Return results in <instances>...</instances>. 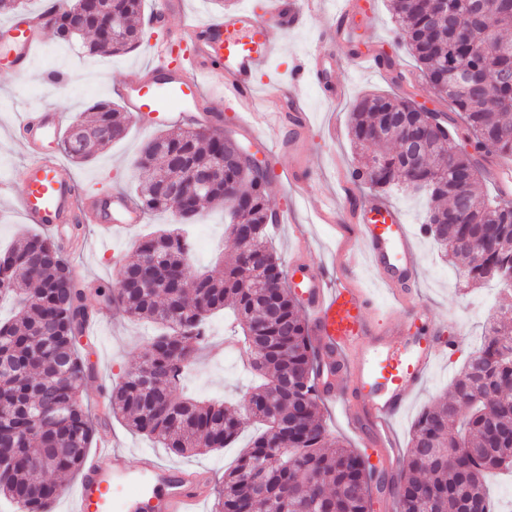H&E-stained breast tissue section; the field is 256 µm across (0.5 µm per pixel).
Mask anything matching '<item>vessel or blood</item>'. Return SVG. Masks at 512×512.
Returning a JSON list of instances; mask_svg holds the SVG:
<instances>
[{
  "mask_svg": "<svg viewBox=\"0 0 512 512\" xmlns=\"http://www.w3.org/2000/svg\"><path fill=\"white\" fill-rule=\"evenodd\" d=\"M318 7V0L300 5L295 0H265L259 9H238L174 25L169 18L179 4L162 0L149 18L157 66L127 72L116 93L134 122L162 123L168 115L193 110L202 79L219 75L225 103L251 114L246 130L279 119L278 109L284 104L295 109L297 126L305 127L307 117L297 110L301 90L309 81H325L326 66L336 57L334 36L355 18L354 0H338L331 35L320 38L292 87L263 97L256 76L279 51L275 32L299 27L305 13ZM44 25L41 12L28 14L21 22L0 24V57L16 74L29 71ZM60 125L59 113L45 106L25 112L13 128L26 153L18 195L27 223L59 232L87 211L107 233L116 225L143 223V212L123 193L96 200L82 196L55 148ZM314 215L317 223L339 224V255L351 266L358 255H365L402 309L400 319L380 318L370 294L354 279L330 275L323 267L294 266L288 272L311 317L323 363L332 370L323 387L325 395L338 403L351 428L371 444L377 465L396 474L402 455L393 446L390 424L408 408L436 361L453 350L458 339L440 336L431 313L410 303L419 255L398 210L369 198L345 215L338 198L326 196L316 203ZM347 374L353 377L349 386L342 382ZM209 488L208 476L161 462L151 452L130 462L126 453L113 448L104 430L76 488L66 495V512H199Z\"/></svg>",
  "mask_w": 512,
  "mask_h": 512,
  "instance_id": "1",
  "label": "vessel or blood"
}]
</instances>
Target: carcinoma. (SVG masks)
I'll return each mask as SVG.
<instances>
[{"mask_svg":"<svg viewBox=\"0 0 512 512\" xmlns=\"http://www.w3.org/2000/svg\"><path fill=\"white\" fill-rule=\"evenodd\" d=\"M390 8L422 78L465 122L473 151L459 144L447 113L434 124L411 94L370 93L356 102L349 133L380 163L353 173L378 192L412 183L424 190L432 206L423 227L438 248L465 261L467 281L506 286L491 273L512 271V201L484 196L478 156L512 158V40L504 38L512 31V0H442L437 8L427 0H390ZM112 9L121 13L124 33L110 40L105 21L89 26L93 53H127L142 39L144 0H112ZM48 22L61 40L76 39L67 12L52 13ZM80 126L93 138L89 150L59 139L60 151L76 163L122 138L127 119L100 101ZM401 128L426 142L413 167L395 147ZM155 139L166 151L157 154L148 142L140 150L137 166L146 176L135 187L139 207L175 211L169 187L222 163V182L193 199L179 222L193 223L206 204L237 199L247 211L230 209L228 232L237 237L242 219L253 237L248 253L237 252L222 276H197L190 237L160 230L138 242L136 259L116 284L93 289L128 316L157 325L139 366L112 386V416L175 455L225 448L259 424L224 471L212 512H370L373 467L355 448L327 445L319 359L272 247L267 181L239 160V144L221 131L188 125ZM86 292L53 237L24 234L0 248V295L17 304L10 319L0 320V499L15 512H51L62 485L44 475L79 471L97 433L80 397L93 371L81 344ZM224 309L236 314L257 384L230 406L179 396L180 373L195 362L209 317ZM448 448L457 455L448 457ZM499 469L512 470V306L499 308L487 338L452 380L448 402L425 407L415 421L396 512H488L485 478Z\"/></svg>","mask_w":512,"mask_h":512,"instance_id":"carcinoma-1","label":"carcinoma"}]
</instances>
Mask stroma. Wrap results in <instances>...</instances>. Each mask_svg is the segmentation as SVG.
<instances>
[{
  "instance_id": "1",
  "label": "stroma",
  "mask_w": 512,
  "mask_h": 512,
  "mask_svg": "<svg viewBox=\"0 0 512 512\" xmlns=\"http://www.w3.org/2000/svg\"><path fill=\"white\" fill-rule=\"evenodd\" d=\"M359 3L355 19L359 33L364 34L375 52L392 58L404 78L401 84L395 85L389 82L387 75L351 65L349 52L353 42L351 34L347 33L337 42L340 63L330 77L331 83L345 85L342 100L329 102L320 87L307 86L302 97L303 109L309 118L304 153L297 156L283 151L268 165L271 204L288 212L287 223L274 226L271 235L274 247L286 263L299 259L310 265L330 266L336 262L334 231L329 225L315 223L311 207L300 203L296 179L305 177L315 196L338 190L344 172L352 169L356 160V150L349 136V119L358 96L367 91L400 90L414 94L417 101L430 108L445 107L422 79L414 57L400 46L387 0H359ZM335 9L336 0H320L318 11L308 16L301 26L277 33L282 51L258 77L261 94H269L278 86L292 85L299 63L313 50ZM44 37L45 42L39 47L26 76H17L0 63L1 246L10 244L26 228L15 199L24 162L23 149L11 133L16 113L48 104L63 113L65 124H72L94 102L113 100L112 86L121 81L128 69L151 60L152 38L148 35L132 52L115 56L90 53L78 41L64 43L50 27L46 28ZM57 71L67 74L68 79L56 90L49 86L46 77ZM156 133L153 127L143 129L129 125L123 139L106 146L94 159L72 164L71 170L81 192L102 196L140 181L142 174L136 160L143 143ZM385 201L399 210L409 224L420 256L416 303L435 314L445 335L461 338L454 356L436 362L418 396L396 419L394 428L401 448L405 449L409 446L413 424L424 406L447 400L452 376L482 343L494 309L512 299L502 295L499 287H477L456 275L453 263L420 230L426 209L425 197L395 191L387 195ZM175 225V217L169 212L147 215L144 223L109 235L103 233L99 225L86 224L78 237V246L67 252L66 258L71 267L81 269L90 284L114 283L123 265L134 259V244L142 235ZM191 238L195 267L215 275L222 273L225 262L236 252L226 232L224 210L219 206L204 208L191 228ZM86 303L97 319V327L90 348L94 373L85 383L82 402L92 416L97 417L109 404L113 382L138 365L141 348L152 336L153 328L123 316L116 306L100 302L95 294H87ZM228 333L223 315L210 319L208 344L184 378V394L235 402L247 392L251 380L243 367L242 356L229 358L225 355L223 343ZM107 425L114 447L125 450L130 458L149 451L173 465L210 468L214 472L212 485L216 488L224 480L225 469L233 465L249 441L244 435L231 447L182 457L170 454L148 437L131 431L118 419H109Z\"/></svg>"
}]
</instances>
